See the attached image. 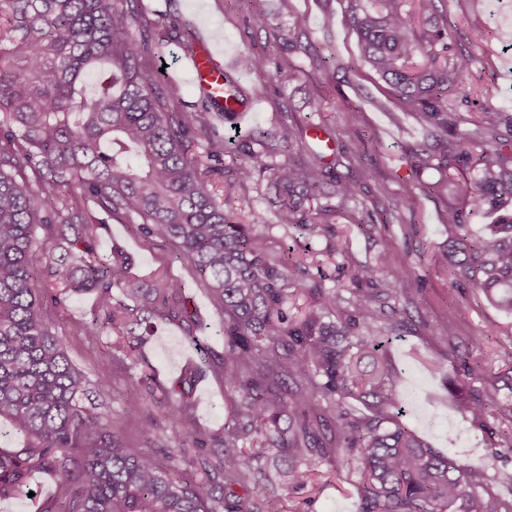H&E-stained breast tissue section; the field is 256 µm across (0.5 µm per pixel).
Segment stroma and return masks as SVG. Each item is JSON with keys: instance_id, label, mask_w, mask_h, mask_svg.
I'll return each mask as SVG.
<instances>
[{"instance_id": "1", "label": "stroma", "mask_w": 512, "mask_h": 512, "mask_svg": "<svg viewBox=\"0 0 512 512\" xmlns=\"http://www.w3.org/2000/svg\"><path fill=\"white\" fill-rule=\"evenodd\" d=\"M151 19L174 14L197 33L216 38L224 49L230 74L249 93L250 112L239 119V130L254 126L276 128L289 117L303 128L318 125L328 129L336 145L357 139L373 141L374 150L361 162L368 177L347 214L337 215V229L346 233L345 266L374 262L380 251L391 252L406 274V289L396 305L408 308L413 322L406 332L390 336L386 359L402 374L399 393L402 420L433 449L457 459L462 466L485 469L486 493L512 499V448L498 445L499 432L512 430V315L490 304L464 279H451L433 267L431 257L448 244L450 231L441 220L446 200L418 194L401 222L378 225L374 236L354 230L353 219L365 212H380L386 192L399 188L401 180L424 185L438 181L442 171L431 165L412 171L407 158L423 141L409 114L389 100L383 84L368 71L356 72L352 64L358 45L348 22L345 0H291L288 14L278 15L279 0H265L266 19L255 22L244 0H141ZM448 32L453 42L467 45V23H486L488 37L476 49L475 71L494 73L491 82H479L466 98L450 97V111L467 116L493 104L512 110V0H448ZM288 29L303 43L320 46L335 55L337 71L328 77L312 68L301 53L289 54L296 77L267 73L246 74L238 69L242 52L264 48L268 31ZM359 105L357 117L343 112L345 103ZM122 246L135 260V272L144 275L164 268L187 282L190 305L204 327L198 335L210 350L224 349V333L218 312L210 303L187 265L170 259L168 250H147L129 236L125 225L112 222L98 247L108 253ZM455 335L443 337L446 326ZM473 346L480 366L467 371L454 348ZM145 353L161 378H180L199 359L196 346L174 324L158 326L148 337ZM496 388L499 405L485 421L472 420L457 403L458 393L473 398ZM195 426L216 429L223 425L222 378L208 376L197 383L191 395ZM354 460L323 464V476L312 487L289 494L291 512H361L355 487ZM59 493L56 481L34 477L29 493L0 499V512H40Z\"/></svg>"}]
</instances>
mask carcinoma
Segmentation results:
<instances>
[{
	"instance_id": "obj_1",
	"label": "carcinoma",
	"mask_w": 512,
	"mask_h": 512,
	"mask_svg": "<svg viewBox=\"0 0 512 512\" xmlns=\"http://www.w3.org/2000/svg\"><path fill=\"white\" fill-rule=\"evenodd\" d=\"M346 2L358 65L425 132L411 165L438 160L449 197L470 174L462 205L448 203L447 224L463 229L497 214L485 236L461 235L433 263L512 314V111L485 108L459 133L448 101L465 91L474 54L453 47L443 0ZM171 41L191 55L197 38L146 18L137 0H0V437L7 429L23 436L19 447L0 444V499L45 474L62 494L41 512H290L284 490H304L318 465L352 455L362 512H449L462 498L465 512H512V501L477 493L484 471L432 450L388 412L401 410L399 376L380 361L382 342L371 332L405 326L397 307L379 304L405 282L393 254L353 270L341 294L325 286L330 273L311 275L296 253V233L334 232L330 219L350 209L360 178L340 176L293 123L232 142L239 161L224 164L217 123L233 124L228 102L243 105L249 93L227 75L225 103L203 88L198 104L185 103L151 64ZM278 50H300L313 69L336 72L335 57L312 44L285 38ZM100 59L112 71L89 99L80 83ZM272 66L286 69L264 50L240 58L245 73ZM289 149L295 159L276 160ZM265 175L268 207L292 237L278 251L259 230L265 213L240 218L216 189L228 195ZM416 190L402 182L380 223L410 208ZM112 219L143 247L167 248L195 270L222 315L224 354L203 353L200 366L168 385L147 372L137 328L169 322L191 337L198 323L185 283L131 277L135 259L120 246L99 254ZM296 290L307 300L299 316L288 310ZM84 292L96 305L70 335L117 336L94 375L53 331L52 311ZM209 371L224 378L228 417L220 431L185 433L182 424L194 420L189 390ZM114 373L131 385L118 389ZM148 398L164 402L143 432L170 443L165 465L129 447L112 418L114 401L140 415ZM352 400L366 412L356 414ZM495 404L489 390L467 411L482 422Z\"/></svg>"
}]
</instances>
